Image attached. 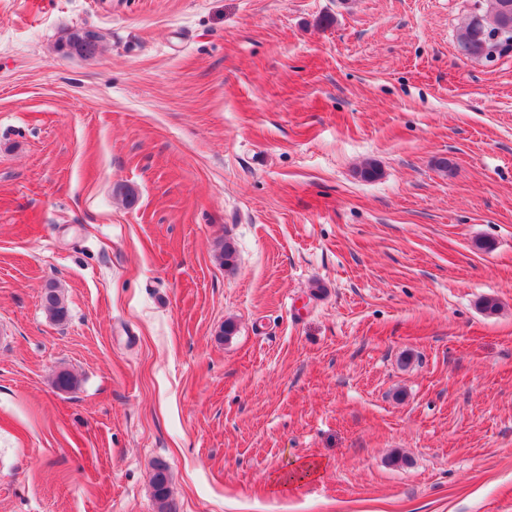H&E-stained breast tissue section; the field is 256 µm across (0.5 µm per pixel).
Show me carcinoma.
Instances as JSON below:
<instances>
[{"instance_id":"cac0c4a2","label":"carcinoma","mask_w":512,"mask_h":512,"mask_svg":"<svg viewBox=\"0 0 512 512\" xmlns=\"http://www.w3.org/2000/svg\"><path fill=\"white\" fill-rule=\"evenodd\" d=\"M473 3L474 10L457 35L455 49L460 58L483 62L492 48L491 35L506 26L512 28V0H473ZM95 34L96 31L91 29H74L66 37L62 49L67 55L79 56L87 38ZM43 307L58 321L67 316L64 296L55 286L45 290ZM152 487L159 512H168L170 490L167 467L161 462L155 465Z\"/></svg>"}]
</instances>
